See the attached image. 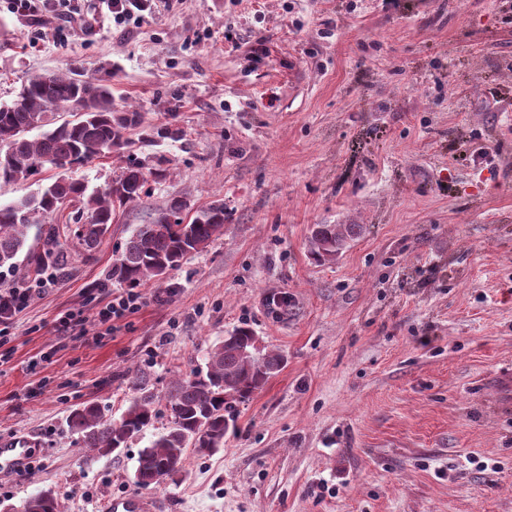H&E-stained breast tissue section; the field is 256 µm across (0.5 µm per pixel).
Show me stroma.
<instances>
[{"mask_svg": "<svg viewBox=\"0 0 512 512\" xmlns=\"http://www.w3.org/2000/svg\"><path fill=\"white\" fill-rule=\"evenodd\" d=\"M0 0V103L26 78L111 70L112 94L179 140L150 196L117 209L0 347V440H35L34 473L0 501L52 490L60 512L139 494L164 512H512V0H149L118 23ZM171 195L224 203V232L99 323L133 231ZM315 224H361L316 262ZM81 312L83 330L56 321ZM250 327L282 370L235 413L217 452L141 487L140 451L170 417L105 454L72 431L89 404L116 419L147 373L156 393Z\"/></svg>", "mask_w": 512, "mask_h": 512, "instance_id": "35a3bbf8", "label": "stroma"}]
</instances>
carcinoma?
<instances>
[{
  "label": "carcinoma",
  "mask_w": 512,
  "mask_h": 512,
  "mask_svg": "<svg viewBox=\"0 0 512 512\" xmlns=\"http://www.w3.org/2000/svg\"><path fill=\"white\" fill-rule=\"evenodd\" d=\"M70 111L77 113L76 120L54 124L58 113ZM144 124V113L116 108L110 71L98 75L74 69L38 73L25 80L13 102L0 106V184L26 183L46 167L59 170V174L36 193L0 205V268L19 270L17 258L22 252L35 272L59 265L64 258L63 244L53 230L48 232L43 251L26 249L29 216L49 219L67 203H78L79 215H87V222L75 225L73 238L88 253L96 249L114 219L115 207L139 201L148 194L149 178L166 176L163 160L149 168L129 155L119 175L92 191L70 178L67 170L107 153L124 152L131 146L128 131ZM36 129L42 133L29 137ZM181 212H190L187 200L179 195L168 197L153 221L140 225L129 239L108 278L129 288L159 281L187 256L204 251L224 231L221 201L193 212L185 224L177 221ZM363 232L361 224H315L310 230L311 253L318 261H332L336 248H345ZM253 339L250 328H236L211 350L206 371L183 377L170 388L164 396L170 425L141 450L139 485L159 486L175 480L178 473L171 464L182 462L189 447L201 455L224 447L235 407L248 402L283 365L281 354L260 351L250 345ZM244 346L247 355L242 353ZM134 387L139 396L117 421L103 419L94 405L71 413L70 426L82 434L86 447L114 452L152 424L157 396L142 378ZM56 509L36 494L25 501L21 512Z\"/></svg>",
  "instance_id": "carcinoma-1"
}]
</instances>
